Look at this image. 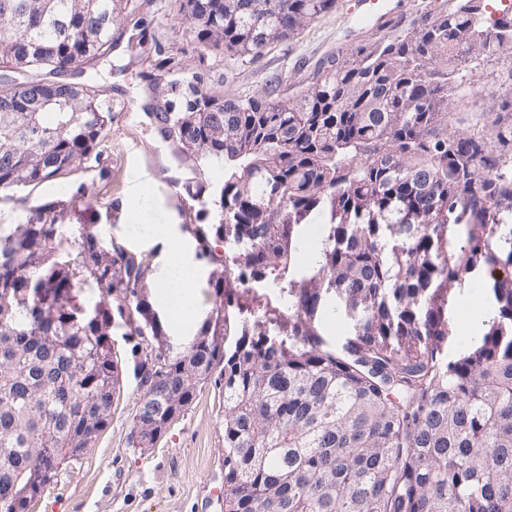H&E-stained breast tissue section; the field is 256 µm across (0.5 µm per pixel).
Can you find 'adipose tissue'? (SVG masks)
I'll list each match as a JSON object with an SVG mask.
<instances>
[{"label": "adipose tissue", "mask_w": 512, "mask_h": 512, "mask_svg": "<svg viewBox=\"0 0 512 512\" xmlns=\"http://www.w3.org/2000/svg\"><path fill=\"white\" fill-rule=\"evenodd\" d=\"M151 206V188L144 184L125 203L124 210L131 224L142 228L149 238L164 243L161 276L169 280L170 285L157 289L156 300L167 315L174 335L189 336L202 322L201 310L195 300L193 253L187 240L173 225L152 223Z\"/></svg>", "instance_id": "ef3b65f1"}]
</instances>
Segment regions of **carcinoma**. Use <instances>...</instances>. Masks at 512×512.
<instances>
[{"label": "carcinoma", "mask_w": 512, "mask_h": 512, "mask_svg": "<svg viewBox=\"0 0 512 512\" xmlns=\"http://www.w3.org/2000/svg\"><path fill=\"white\" fill-rule=\"evenodd\" d=\"M194 41L228 69L297 40L336 0H187ZM137 0H0V190H35L102 167L114 119L103 91L65 76L112 52V27ZM512 4L445 0L359 30L306 83L269 76L258 95L217 90L173 57L144 75L156 92L144 124L167 144L196 209V256L216 265L214 304L193 339L163 354L145 289L150 255L96 224H66L64 200L0 224V507L15 468L65 447L64 424L106 408L120 388L109 300L136 336L142 398L157 418L197 390L183 364L224 392V512H512ZM54 75L46 80L43 71ZM92 206L96 183L75 181ZM224 243L216 254L211 240ZM483 272L498 304L456 360L454 290ZM254 283L287 291L261 305ZM100 300L83 319L78 293ZM25 290L28 305H13ZM354 325L337 353L321 347L330 313ZM63 339L82 361L31 403V337ZM35 405L26 431L6 412Z\"/></svg>", "instance_id": "obj_1"}]
</instances>
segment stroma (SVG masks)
Segmentation results:
<instances>
[{
	"label": "stroma",
	"instance_id": "1",
	"mask_svg": "<svg viewBox=\"0 0 512 512\" xmlns=\"http://www.w3.org/2000/svg\"><path fill=\"white\" fill-rule=\"evenodd\" d=\"M352 0H337L335 13L306 31L299 41L273 48L254 63L228 69L221 54L201 53L190 37L179 10L180 0H147L140 12L150 23L158 52L141 58L128 39L132 27L115 26V47L108 60L82 65L74 82L91 83L113 104L114 119L106 140L111 177L96 208L71 199L65 182L37 188L33 199H62L68 203L67 223L106 224L112 235L131 248L159 260L161 243L133 229L122 211L136 179L150 182L157 223L176 224L191 236L192 215L180 207L165 173L169 150L155 142L141 116L149 101L143 74L160 57L172 56L188 70L200 73L220 89L233 76V89L254 95L267 77L286 67L304 76L316 60L345 45L359 26L350 10ZM123 323L112 331V347L122 367L120 391L112 418L98 440L80 457L65 462L29 512H224V396L214 383L202 385L193 403L176 418L157 443L143 451L129 442L142 388L134 371L132 344Z\"/></svg>",
	"mask_w": 512,
	"mask_h": 512
}]
</instances>
